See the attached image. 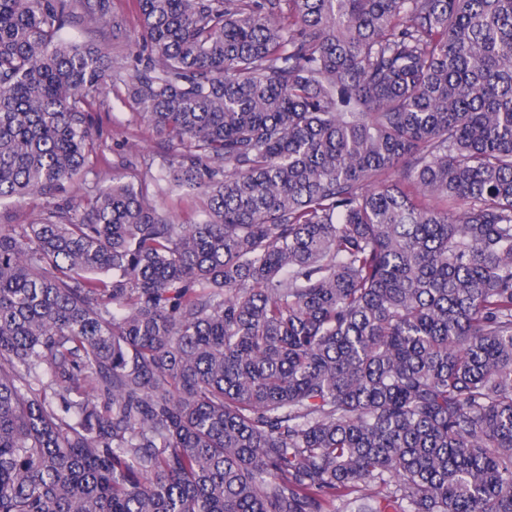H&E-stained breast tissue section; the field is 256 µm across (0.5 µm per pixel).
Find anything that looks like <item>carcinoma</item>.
I'll return each instance as SVG.
<instances>
[{
    "label": "carcinoma",
    "mask_w": 512,
    "mask_h": 512,
    "mask_svg": "<svg viewBox=\"0 0 512 512\" xmlns=\"http://www.w3.org/2000/svg\"><path fill=\"white\" fill-rule=\"evenodd\" d=\"M135 3L202 219L0 224V512H512V0ZM72 4L0 0V203L97 160Z\"/></svg>",
    "instance_id": "obj_1"
}]
</instances>
